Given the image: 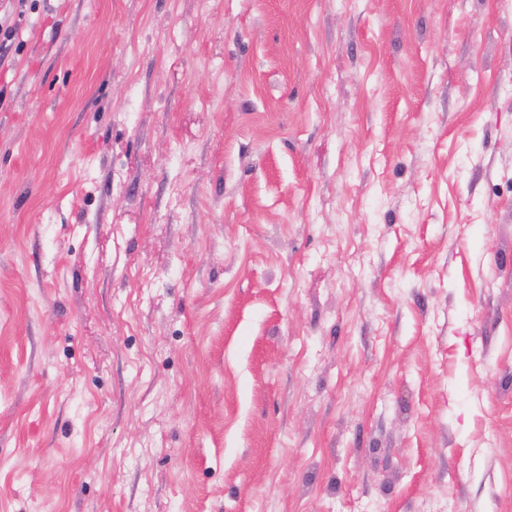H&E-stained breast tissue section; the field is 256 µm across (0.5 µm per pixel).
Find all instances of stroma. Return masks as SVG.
Masks as SVG:
<instances>
[{
	"instance_id": "35a3bbf8",
	"label": "stroma",
	"mask_w": 512,
	"mask_h": 512,
	"mask_svg": "<svg viewBox=\"0 0 512 512\" xmlns=\"http://www.w3.org/2000/svg\"><path fill=\"white\" fill-rule=\"evenodd\" d=\"M21 27L0 512H512V0Z\"/></svg>"
}]
</instances>
